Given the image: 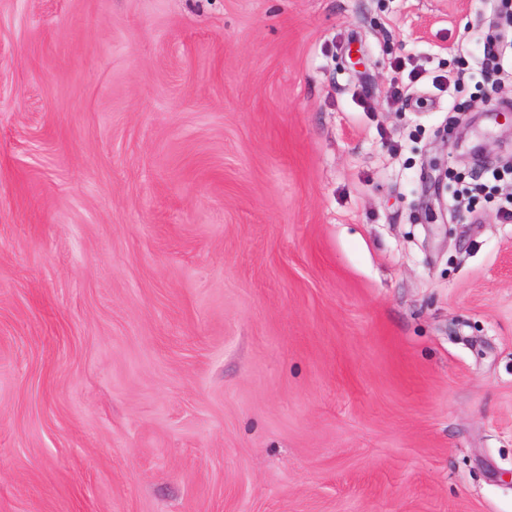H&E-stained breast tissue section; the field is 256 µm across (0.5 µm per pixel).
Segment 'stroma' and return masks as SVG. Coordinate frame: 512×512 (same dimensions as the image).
Here are the masks:
<instances>
[{
  "label": "stroma",
  "instance_id": "35a3bbf8",
  "mask_svg": "<svg viewBox=\"0 0 512 512\" xmlns=\"http://www.w3.org/2000/svg\"><path fill=\"white\" fill-rule=\"evenodd\" d=\"M492 0H0V512H512ZM494 36H487L483 42V62L480 76L485 78L496 77L492 79L491 89L494 90L498 85H501L504 71V57L499 52L497 41L493 39Z\"/></svg>",
  "mask_w": 512,
  "mask_h": 512
}]
</instances>
